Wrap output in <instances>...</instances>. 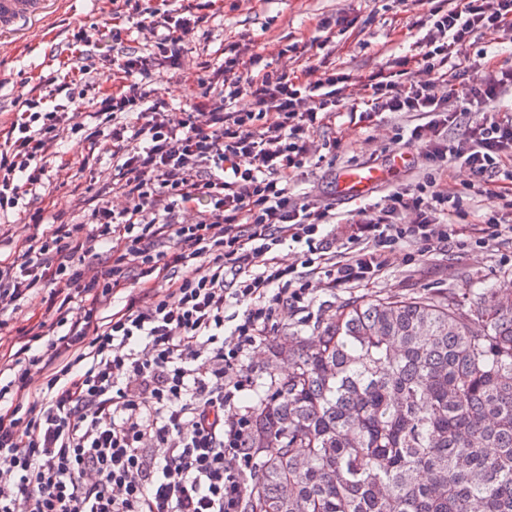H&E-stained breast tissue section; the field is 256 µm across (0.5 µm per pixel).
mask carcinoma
Masks as SVG:
<instances>
[{
  "instance_id": "1",
  "label": "carcinoma",
  "mask_w": 512,
  "mask_h": 512,
  "mask_svg": "<svg viewBox=\"0 0 512 512\" xmlns=\"http://www.w3.org/2000/svg\"><path fill=\"white\" fill-rule=\"evenodd\" d=\"M244 512H512V289L352 300L288 336Z\"/></svg>"
}]
</instances>
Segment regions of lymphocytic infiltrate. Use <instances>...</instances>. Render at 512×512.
<instances>
[{
  "instance_id": "lymphocytic-infiltrate-1",
  "label": "lymphocytic infiltrate",
  "mask_w": 512,
  "mask_h": 512,
  "mask_svg": "<svg viewBox=\"0 0 512 512\" xmlns=\"http://www.w3.org/2000/svg\"><path fill=\"white\" fill-rule=\"evenodd\" d=\"M122 8L134 28L99 32L117 48L108 63L121 82L97 109L112 129L71 124L88 152L111 154L124 205L106 200L87 220L48 229L35 209L17 255L0 260V315L51 288L40 321L0 336V512H243L255 470L251 417L239 407L253 387L244 354L317 288L369 281L399 250L413 265L451 242L487 247L512 213V117L490 110L512 91V65L460 58L485 32L512 33V0L432 7L415 22L414 54L365 81L370 112L407 115L397 136L425 167L360 211L342 262L335 215L292 202L288 181L310 161L315 133L335 123L349 74L310 82L235 43L220 92L202 63L193 103L171 112L142 81L156 62L179 66L192 7ZM135 28L153 44L132 45ZM416 64L428 79L415 78ZM242 97L248 106L229 109ZM42 104L24 99L0 144V219L41 198L46 146L70 122ZM452 164L469 171L466 188L444 182ZM468 190L487 201L473 223ZM188 210L194 222H180ZM286 247L301 266L278 262ZM102 249L108 268L77 267ZM75 306L81 315L68 321Z\"/></svg>"
}]
</instances>
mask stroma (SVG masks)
I'll use <instances>...</instances> for the list:
<instances>
[{
    "instance_id": "35a3bbf8",
    "label": "stroma",
    "mask_w": 512,
    "mask_h": 512,
    "mask_svg": "<svg viewBox=\"0 0 512 512\" xmlns=\"http://www.w3.org/2000/svg\"><path fill=\"white\" fill-rule=\"evenodd\" d=\"M113 0H52L47 13L29 22L18 34L0 36V142L16 117L19 97L38 88L42 76L73 71L80 40L95 36L98 28L111 22ZM426 0H198L197 25L185 42L182 65L153 69L146 87L151 97L162 98L171 107L185 108L190 89L185 78L194 73L202 52H209L213 66L224 63L222 47L235 41L250 40L271 67L316 65L337 67L350 73L343 108L336 115L335 130H321L317 143L337 135L333 152L304 168L288 183L291 197L300 203L331 206L341 221L352 222L360 208L377 201L387 189L414 184L420 160L397 169L389 177L357 199L336 191L339 171L362 164H384L391 156L408 152L407 144L395 138L405 117L383 113L366 116L361 106V81L382 68L391 52L407 53L417 38L413 23L426 16ZM347 16L356 26L333 27L330 33L318 31L322 17ZM82 147L71 130L60 131L51 143L47 193L66 212V220H87L106 192L112 189V157L102 154L83 161ZM483 288H512V237L503 236L490 246L470 249L449 247L434 251L417 264L409 265L402 254L369 283L321 288L309 307L283 315L279 333L310 335L317 325L342 303L384 297H409L427 293L450 296L466 304Z\"/></svg>"
}]
</instances>
